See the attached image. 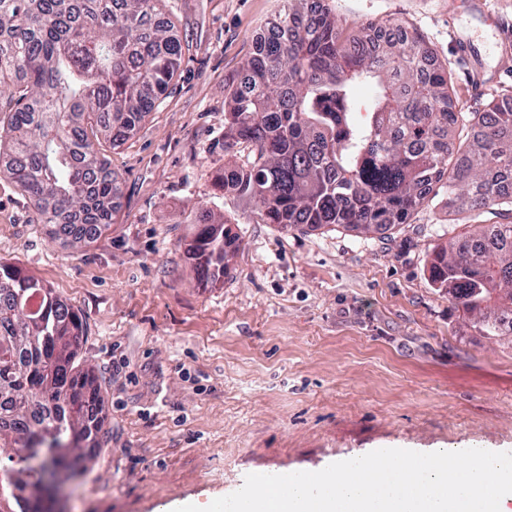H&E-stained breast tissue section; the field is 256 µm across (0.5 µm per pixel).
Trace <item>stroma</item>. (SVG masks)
I'll list each match as a JSON object with an SVG mask.
<instances>
[{
  "label": "stroma",
  "instance_id": "stroma-1",
  "mask_svg": "<svg viewBox=\"0 0 512 512\" xmlns=\"http://www.w3.org/2000/svg\"><path fill=\"white\" fill-rule=\"evenodd\" d=\"M347 31L398 21L452 72L458 109L512 93V0L497 22L467 0H321ZM282 0H162L181 44L163 101L106 149L118 179L112 228L75 248L37 223L2 169L0 260L77 309L83 359L105 389L112 440L63 512L207 506L247 474L319 471L378 449L512 452V336H482L433 288V248L512 214H458L439 188L391 238L344 229L284 234L214 180L224 154L225 78ZM471 36L473 63L456 36ZM210 209L242 245L224 282L198 287L184 253Z\"/></svg>",
  "mask_w": 512,
  "mask_h": 512
}]
</instances>
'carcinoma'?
<instances>
[{
	"label": "carcinoma",
	"instance_id": "carcinoma-1",
	"mask_svg": "<svg viewBox=\"0 0 512 512\" xmlns=\"http://www.w3.org/2000/svg\"><path fill=\"white\" fill-rule=\"evenodd\" d=\"M158 0H0V150L12 155L36 220L76 243L114 221L117 178L100 147L122 145L164 95L181 61ZM376 45L345 38L319 4L284 0L224 107V153L239 161L217 187L247 199L282 233L341 227L386 236L443 183L448 205L512 211V95L454 131L451 72L398 22ZM371 89L361 113L357 88ZM232 225L203 211L185 243L194 278L231 273ZM429 280L483 336L512 335V224H478L428 259ZM82 315L22 268L0 262V512H39L48 472L83 475L108 441L102 383L81 365ZM49 443L35 468L16 447Z\"/></svg>",
	"mask_w": 512,
	"mask_h": 512
}]
</instances>
